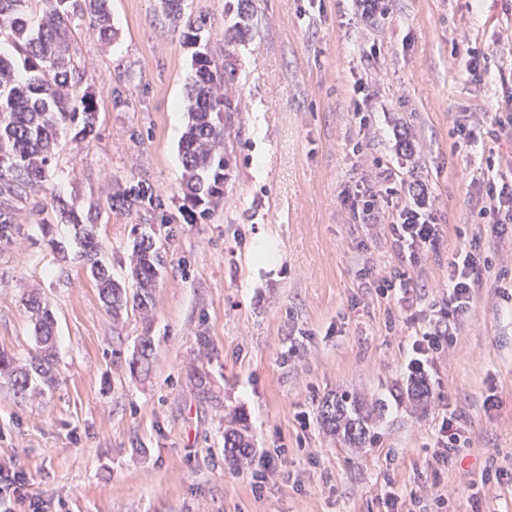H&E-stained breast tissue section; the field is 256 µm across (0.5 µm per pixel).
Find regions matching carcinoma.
<instances>
[{"label": "carcinoma", "instance_id": "obj_1", "mask_svg": "<svg viewBox=\"0 0 512 512\" xmlns=\"http://www.w3.org/2000/svg\"><path fill=\"white\" fill-rule=\"evenodd\" d=\"M28 0H0V35H7L12 47L23 56V69L0 50V167L12 174L19 185L33 186L47 180L52 150L60 127L82 123L89 134L95 125L94 102L78 90L70 68L68 37L75 18L88 20V29L102 40L112 37L107 0H42V15L27 11ZM195 72L189 86V124L182 143L185 188L190 200L199 204L224 196V113L231 104L224 95V60L208 50L195 55ZM71 224L80 245V257L90 266L107 310L117 317L133 302L138 310L148 311L164 259L149 235L135 241L132 278L136 291L127 289L102 264L100 243L92 235L93 225L83 222L71 208ZM34 333L39 346L37 356L27 365L0 352V377L11 382L19 395L32 389L38 379L54 381V318L49 304L39 296L27 299ZM152 341L141 338L130 367L150 372ZM382 404L368 407L357 399L340 395L325 400L319 419L324 429L354 448L371 441L368 420L380 412ZM253 446L241 429L230 425L224 430V453L238 462L248 458Z\"/></svg>", "mask_w": 512, "mask_h": 512}]
</instances>
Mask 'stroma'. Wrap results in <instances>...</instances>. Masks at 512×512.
I'll use <instances>...</instances> for the list:
<instances>
[{"mask_svg":"<svg viewBox=\"0 0 512 512\" xmlns=\"http://www.w3.org/2000/svg\"><path fill=\"white\" fill-rule=\"evenodd\" d=\"M187 0L224 61V196L193 219L179 142L198 45L161 0H109L112 37L72 35L90 136L60 129L44 185L13 199L0 241V351L36 354L29 295L54 313L57 383L24 396L0 378V475L23 474L50 512H512V223L480 218V172L512 180V0ZM487 53L475 72L470 52ZM368 125H361V118ZM473 131L474 140L460 135ZM392 173L396 196L426 188L442 242L402 259L386 213L355 221L346 191ZM146 201L115 203L133 186ZM93 216L101 258L132 288V246L153 236L164 268L149 314L112 317L67 208ZM275 253L256 261L258 241ZM480 248L493 268L451 345L406 395L412 344L448 297V263ZM405 274V310L378 294ZM149 375L129 362L142 337ZM211 389L202 401L197 375ZM381 402L373 443L320 425L325 399ZM470 445L436 458L448 409ZM240 418L255 448L232 464ZM273 456L274 470L261 466ZM253 449L251 442L240 428L230 425L224 430V454L233 461L247 459Z\"/></svg>","mask_w":512,"mask_h":512,"instance_id":"obj_1","label":"stroma"}]
</instances>
